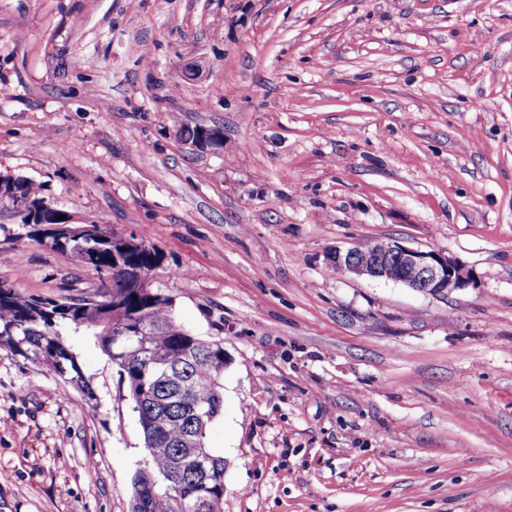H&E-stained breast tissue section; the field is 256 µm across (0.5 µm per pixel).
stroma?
<instances>
[{
    "label": "stroma",
    "mask_w": 512,
    "mask_h": 512,
    "mask_svg": "<svg viewBox=\"0 0 512 512\" xmlns=\"http://www.w3.org/2000/svg\"><path fill=\"white\" fill-rule=\"evenodd\" d=\"M1 83L0 178L157 248L223 343L224 512H512V0H0ZM387 238L472 283L326 260ZM0 279L99 285L2 207ZM68 340L94 400L0 349V512H129L150 461L118 366Z\"/></svg>",
    "instance_id": "obj_1"
}]
</instances>
